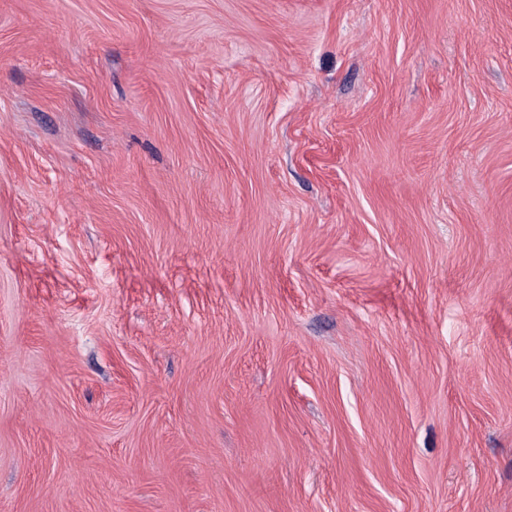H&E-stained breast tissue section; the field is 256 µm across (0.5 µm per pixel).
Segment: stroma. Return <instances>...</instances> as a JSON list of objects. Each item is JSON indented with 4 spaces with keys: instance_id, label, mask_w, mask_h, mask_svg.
Listing matches in <instances>:
<instances>
[{
    "instance_id": "stroma-1",
    "label": "stroma",
    "mask_w": 512,
    "mask_h": 512,
    "mask_svg": "<svg viewBox=\"0 0 512 512\" xmlns=\"http://www.w3.org/2000/svg\"><path fill=\"white\" fill-rule=\"evenodd\" d=\"M0 512H512V0H0Z\"/></svg>"
}]
</instances>
